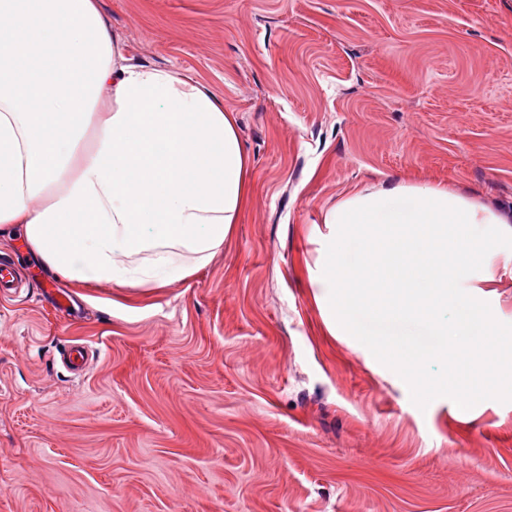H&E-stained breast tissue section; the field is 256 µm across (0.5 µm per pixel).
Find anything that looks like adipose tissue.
Here are the masks:
<instances>
[{
	"label": "adipose tissue",
	"instance_id": "1",
	"mask_svg": "<svg viewBox=\"0 0 512 512\" xmlns=\"http://www.w3.org/2000/svg\"><path fill=\"white\" fill-rule=\"evenodd\" d=\"M108 100H101L103 88ZM251 194L235 113L193 76L130 61L98 0H0V233L78 284L185 280L223 247ZM357 246L325 266L337 319L430 322L512 224L442 184L391 180L324 218Z\"/></svg>",
	"mask_w": 512,
	"mask_h": 512
}]
</instances>
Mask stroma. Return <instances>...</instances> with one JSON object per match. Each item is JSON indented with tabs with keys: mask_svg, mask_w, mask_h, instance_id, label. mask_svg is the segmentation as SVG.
Wrapping results in <instances>:
<instances>
[{
	"mask_svg": "<svg viewBox=\"0 0 512 512\" xmlns=\"http://www.w3.org/2000/svg\"><path fill=\"white\" fill-rule=\"evenodd\" d=\"M99 7L134 62L236 112L252 193L206 266L150 292L74 287L0 236V512H512V402L419 409L321 278L354 258L324 217L364 188L512 208V0ZM490 265L466 291L512 324L511 236Z\"/></svg>",
	"mask_w": 512,
	"mask_h": 512,
	"instance_id": "obj_1",
	"label": "stroma"
}]
</instances>
